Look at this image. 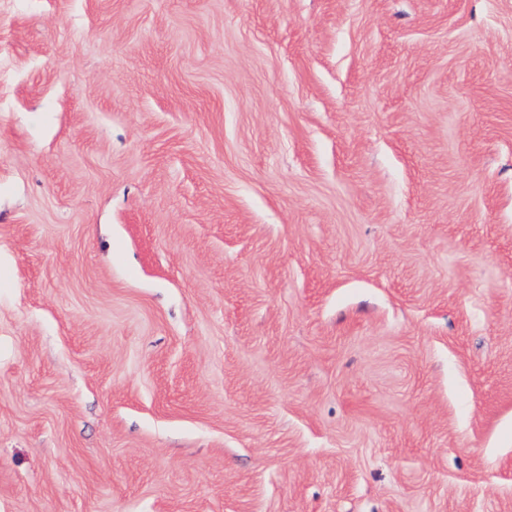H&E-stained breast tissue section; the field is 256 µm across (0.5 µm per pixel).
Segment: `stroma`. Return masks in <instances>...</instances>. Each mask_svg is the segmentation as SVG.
<instances>
[{
	"label": "stroma",
	"instance_id": "1",
	"mask_svg": "<svg viewBox=\"0 0 512 512\" xmlns=\"http://www.w3.org/2000/svg\"><path fill=\"white\" fill-rule=\"evenodd\" d=\"M0 512H512V0H0Z\"/></svg>",
	"mask_w": 512,
	"mask_h": 512
}]
</instances>
